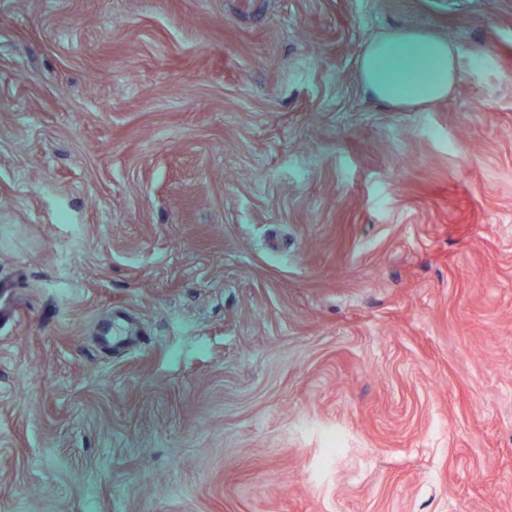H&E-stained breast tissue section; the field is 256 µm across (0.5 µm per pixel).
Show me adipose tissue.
<instances>
[{
  "label": "adipose tissue",
  "mask_w": 512,
  "mask_h": 512,
  "mask_svg": "<svg viewBox=\"0 0 512 512\" xmlns=\"http://www.w3.org/2000/svg\"><path fill=\"white\" fill-rule=\"evenodd\" d=\"M359 74L370 95L407 110L447 99L461 79L454 44L421 29L392 30L367 43Z\"/></svg>",
  "instance_id": "adipose-tissue-1"
}]
</instances>
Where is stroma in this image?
Listing matches in <instances>:
<instances>
[{
    "instance_id": "1",
    "label": "stroma",
    "mask_w": 512,
    "mask_h": 512,
    "mask_svg": "<svg viewBox=\"0 0 512 512\" xmlns=\"http://www.w3.org/2000/svg\"><path fill=\"white\" fill-rule=\"evenodd\" d=\"M0 512H512V0H0ZM365 90L398 109L445 100L461 79L454 44L421 29H396L367 43L359 57Z\"/></svg>"
}]
</instances>
